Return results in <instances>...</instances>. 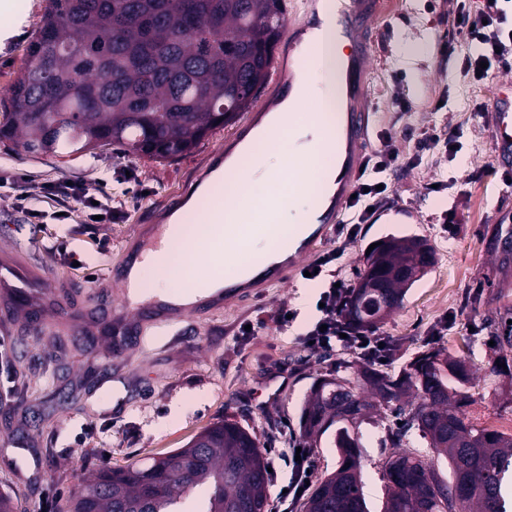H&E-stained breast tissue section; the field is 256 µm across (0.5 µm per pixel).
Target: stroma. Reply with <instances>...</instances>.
<instances>
[{
    "mask_svg": "<svg viewBox=\"0 0 512 512\" xmlns=\"http://www.w3.org/2000/svg\"><path fill=\"white\" fill-rule=\"evenodd\" d=\"M47 0H17L15 16L0 14V113L6 111L13 81L25 62ZM455 7L449 0H402L394 13L379 12V45L371 64L367 104L376 114L374 137L402 140L406 130L435 125L457 133L453 157H427L416 167L389 175L391 196L376 223L365 225L351 242L330 237L318 251L342 248L336 275L353 281L368 247L396 236L427 240L433 265L408 289L402 305L377 328L400 341L403 353L390 363L399 370L426 346L465 356L473 374L475 402L468 415L478 425L502 422L512 432V378L489 380V342L512 319V254L500 250L511 224L494 222L495 213H512L491 151V121L476 107L492 103L494 81L465 78L456 63L437 56ZM408 111H401L400 102ZM237 124L215 130L191 153L174 161L153 160L112 150L87 155L29 158L18 148L0 145V175L26 174L28 205L46 209L41 183L69 178L92 190L111 193L113 173L132 167L150 188L149 196L128 203L112 224H58L43 228L26 223L9 192L0 193V257H27L49 283L66 288L83 306L87 272L96 287L108 288L105 273L120 263L140 225L157 223L171 201L201 183L221 161ZM446 181L432 193L428 184ZM454 212V224L442 223ZM66 238L83 266L75 269L59 256L58 238ZM301 278L269 289L263 298L214 311L201 322L178 324L164 336H140L119 358H110L95 329L51 331L28 318L0 312V336L12 344L0 356V461L22 458L16 476L0 470V493L10 494L17 512H36L45 500L63 508L85 471L147 462L159 452L183 447L210 423L237 421L261 444L278 448L299 439V420L309 387L321 374L353 362L347 352L316 354L301 335L315 314L313 301H301ZM296 311L292 327L279 328V308ZM458 318L447 335L430 329L448 311ZM258 323L256 335L244 336L245 322ZM391 420L374 415L364 425L361 475L371 512H380L386 481L381 468L387 449L380 440Z\"/></svg>",
    "mask_w": 512,
    "mask_h": 512,
    "instance_id": "obj_1",
    "label": "stroma"
}]
</instances>
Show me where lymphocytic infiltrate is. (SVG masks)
I'll list each match as a JSON object with an SVG mask.
<instances>
[{
  "mask_svg": "<svg viewBox=\"0 0 512 512\" xmlns=\"http://www.w3.org/2000/svg\"><path fill=\"white\" fill-rule=\"evenodd\" d=\"M456 20L452 22L448 37L438 47L441 60H456L460 70L467 76L488 79L496 72L512 69V5L501 6L500 0H457ZM456 143L454 133L434 130L423 131L414 138L413 152L384 138L383 147L369 154L357 177L355 196L350 199L345 222L339 224L342 236L359 232L362 224L368 223L371 211L380 210L389 198L388 175L400 166L417 164L424 153L449 155ZM122 191L117 195H95L86 184L68 183L59 179L44 183L41 187L44 198L59 205L61 214L58 223L68 221L73 210H80L84 223H91L93 216H101L109 224L120 219L129 199L144 196L146 187L135 177L118 170L115 176ZM350 285L327 286L319 295L321 306L316 322L310 324L302 335L312 352L349 351L359 358L381 363L390 359L389 348L383 347L381 335L350 330L342 317V309ZM277 457L288 470L286 491L279 496L283 505H293L300 492L306 491L311 470L315 468L310 448L279 451Z\"/></svg>",
  "mask_w": 512,
  "mask_h": 512,
  "instance_id": "lymphocytic-infiltrate-1",
  "label": "lymphocytic infiltrate"
}]
</instances>
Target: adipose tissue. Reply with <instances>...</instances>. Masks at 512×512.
<instances>
[{
  "label": "adipose tissue",
  "mask_w": 512,
  "mask_h": 512,
  "mask_svg": "<svg viewBox=\"0 0 512 512\" xmlns=\"http://www.w3.org/2000/svg\"><path fill=\"white\" fill-rule=\"evenodd\" d=\"M341 55L337 49L311 59L295 86L294 102L314 105V112L305 119L284 109L272 113L242 156L236 174L224 175L221 196L198 215L202 226L198 235H189L187 225L181 223L167 227L165 234L173 238L174 244L146 255L139 271L154 274L155 280L152 287L132 289L133 300L143 302L170 295L175 256L193 261L203 257L208 263L225 268L224 273L200 278L186 288L182 298L192 301L222 288L225 275L249 278L252 268L247 265L246 256L274 260L284 240L307 233L314 194L282 187L280 174L287 165L296 169L302 181L308 173H315L316 194L332 195L336 169L327 163L326 156L328 139L336 134V118L329 107L335 104L339 93ZM260 203L269 208L270 230L247 239L234 252L225 251V225L248 222Z\"/></svg>",
  "instance_id": "1"
}]
</instances>
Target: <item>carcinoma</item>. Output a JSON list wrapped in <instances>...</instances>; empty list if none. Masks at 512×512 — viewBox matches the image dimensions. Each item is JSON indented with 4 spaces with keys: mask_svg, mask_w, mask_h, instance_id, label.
<instances>
[{
    "mask_svg": "<svg viewBox=\"0 0 512 512\" xmlns=\"http://www.w3.org/2000/svg\"><path fill=\"white\" fill-rule=\"evenodd\" d=\"M48 0L27 60L0 114V142L23 152L69 155L113 146L171 160L196 148L256 98L270 74L286 0ZM94 111L88 112V104ZM417 237H391L366 256L349 292L347 319L377 328L432 263ZM369 279L372 293L361 288ZM505 367H500V364ZM488 375L512 376V332L495 337ZM464 362L423 350L399 372L347 364L317 378L300 418L308 447L333 432L336 471L302 512H369L361 478L360 424L372 414L402 422L389 432L382 512H508L512 435L479 427ZM434 456L411 451L412 435ZM446 461L450 473L439 470ZM268 463L257 437L227 420L149 465L100 468L69 497L67 512H184L205 492L204 512H265Z\"/></svg>",
    "mask_w": 512,
    "mask_h": 512,
    "instance_id": "carcinoma-1",
    "label": "carcinoma"
}]
</instances>
